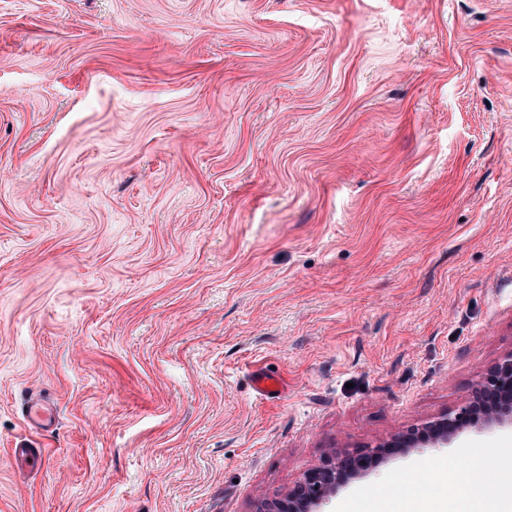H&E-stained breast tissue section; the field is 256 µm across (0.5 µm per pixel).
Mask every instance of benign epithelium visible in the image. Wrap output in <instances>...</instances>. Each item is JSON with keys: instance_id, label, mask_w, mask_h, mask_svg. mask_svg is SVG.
I'll use <instances>...</instances> for the list:
<instances>
[{"instance_id": "7a95c632", "label": "benign epithelium", "mask_w": 512, "mask_h": 512, "mask_svg": "<svg viewBox=\"0 0 512 512\" xmlns=\"http://www.w3.org/2000/svg\"><path fill=\"white\" fill-rule=\"evenodd\" d=\"M505 423H512V351L486 370L472 397L458 408L374 446L355 452H332L309 469L284 497L265 503L260 512H317L339 488L370 473L390 455L405 454L420 444L441 447L463 429Z\"/></svg>"}]
</instances>
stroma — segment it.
I'll return each mask as SVG.
<instances>
[{
    "instance_id": "1",
    "label": "stroma",
    "mask_w": 512,
    "mask_h": 512,
    "mask_svg": "<svg viewBox=\"0 0 512 512\" xmlns=\"http://www.w3.org/2000/svg\"><path fill=\"white\" fill-rule=\"evenodd\" d=\"M511 351L512 0H0V512H258ZM459 468L506 512L512 426L325 512ZM253 384L260 395L269 399L281 398L286 386L282 378L264 372L255 373ZM26 424L34 429L47 430L56 422V411L42 401H31L25 411ZM12 463L19 470L32 471L39 468L45 459L43 448H12Z\"/></svg>"
}]
</instances>
